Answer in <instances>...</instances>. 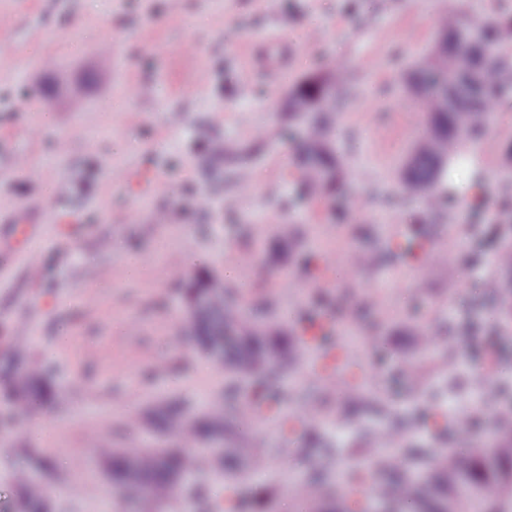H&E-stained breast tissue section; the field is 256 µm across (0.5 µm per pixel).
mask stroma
Masks as SVG:
<instances>
[{
	"label": "stroma",
	"mask_w": 512,
	"mask_h": 512,
	"mask_svg": "<svg viewBox=\"0 0 512 512\" xmlns=\"http://www.w3.org/2000/svg\"><path fill=\"white\" fill-rule=\"evenodd\" d=\"M458 5L14 0L0 21V139L14 156L0 166V365L25 344L32 361L51 368L55 395L0 428V512L27 449L58 475L46 485L52 512H97L113 489L96 449L156 440L148 428L131 431L129 416L169 400L199 411L227 388H254L181 339V281L205 274L223 279L241 304L264 301V314L287 331L331 313L358 361L334 367L354 386L340 399L320 391L314 373L323 360L311 351L281 382L278 406L234 432L232 446L266 464L241 484L243 499L265 488L273 512H329L300 500L294 480L331 466L345 474L336 497L349 496L363 482L353 461L385 427L396 452L422 465L437 449L507 435L493 392L504 383L512 400V318L478 276L485 270L512 287L491 244L512 238V226L458 210L419 231L409 220L414 203L393 189L395 165L423 127L397 83L432 43L437 14ZM333 59L350 68L337 94L336 138L363 211L338 224L323 204L296 199L286 138L253 156L246 183L233 168L203 164L210 142H250L278 126L292 84ZM510 141L511 96L480 150L483 194L495 203L512 197L498 175ZM282 221L294 222L296 246L275 263L269 251ZM18 222L30 226L21 242L11 234ZM395 225L410 253L349 265L351 252L390 246ZM462 232L470 239L459 251ZM242 254L252 258L245 274ZM328 255L334 267L316 276ZM417 260L428 264L421 291L412 281ZM420 327L435 347L412 382L400 370L417 354ZM467 408L480 424L471 435L452 433L449 416Z\"/></svg>",
	"instance_id": "35a3bbf8"
}]
</instances>
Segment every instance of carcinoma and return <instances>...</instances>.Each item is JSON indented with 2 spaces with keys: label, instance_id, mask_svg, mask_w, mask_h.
<instances>
[{
  "label": "carcinoma",
  "instance_id": "obj_1",
  "mask_svg": "<svg viewBox=\"0 0 512 512\" xmlns=\"http://www.w3.org/2000/svg\"><path fill=\"white\" fill-rule=\"evenodd\" d=\"M347 76V64L335 60L319 81L307 77L294 84L284 107L288 130L300 132L301 148L293 163L296 188L305 199L324 201L331 219L340 218L348 206H363L360 196L351 194L331 119L336 90ZM401 87L416 99L426 133L400 162L397 187L428 210L444 202L439 187L445 167L479 139L493 123L501 96L512 92V15L474 12L463 5L442 16L431 48L403 70ZM254 152L251 144L221 147L204 161L212 165L228 157L245 163ZM185 296L195 302L190 330L201 351L210 357L214 349H224V366L232 373L265 375L268 391L276 375L294 363L296 352L283 335L272 326L248 322L220 279H201L185 288ZM0 395L15 405L13 421L52 397L46 370L28 361L22 345L0 380ZM150 425L162 438L179 437V446L98 450L99 459L110 463L115 488L112 512H125L129 499L165 512L166 503L180 492L185 480L203 470L224 482L223 494L209 502L210 512H242L240 500L232 493L246 458L243 449L224 447V406L195 413L178 403L161 405ZM15 484L19 492L10 512H48L43 484L31 480L24 469L15 474ZM324 486V477L313 473L297 494L305 501L307 492ZM375 495L394 512H469L471 505L478 512H512V447L482 444L443 451L422 471L407 470L390 484L377 483Z\"/></svg>",
  "mask_w": 512,
  "mask_h": 512
}]
</instances>
